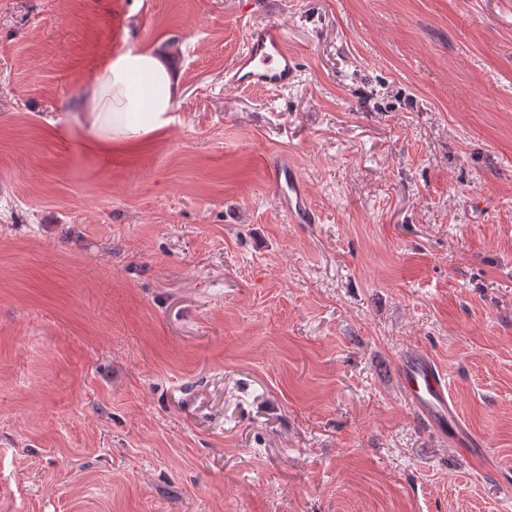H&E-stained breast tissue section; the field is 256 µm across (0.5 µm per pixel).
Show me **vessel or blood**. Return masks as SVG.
<instances>
[{
  "label": "vessel or blood",
  "instance_id": "1",
  "mask_svg": "<svg viewBox=\"0 0 512 512\" xmlns=\"http://www.w3.org/2000/svg\"><path fill=\"white\" fill-rule=\"evenodd\" d=\"M300 79L295 55L288 48L284 28L275 22L248 27L244 44L224 73L225 87L283 91ZM267 182L278 205L295 224H311L315 214L305 187L287 156L268 161ZM399 379L405 395L429 422L448 425L456 441L473 452H480L479 440L462 430L456 407L448 398V382L441 368L422 356L404 360Z\"/></svg>",
  "mask_w": 512,
  "mask_h": 512
}]
</instances>
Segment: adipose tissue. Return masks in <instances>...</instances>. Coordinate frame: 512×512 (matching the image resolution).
Wrapping results in <instances>:
<instances>
[{
    "mask_svg": "<svg viewBox=\"0 0 512 512\" xmlns=\"http://www.w3.org/2000/svg\"><path fill=\"white\" fill-rule=\"evenodd\" d=\"M176 86V73L164 57L148 48L123 51L89 88L80 119L100 129L97 147L111 156L113 142L165 124Z\"/></svg>",
    "mask_w": 512,
    "mask_h": 512,
    "instance_id": "obj_1",
    "label": "adipose tissue"
}]
</instances>
